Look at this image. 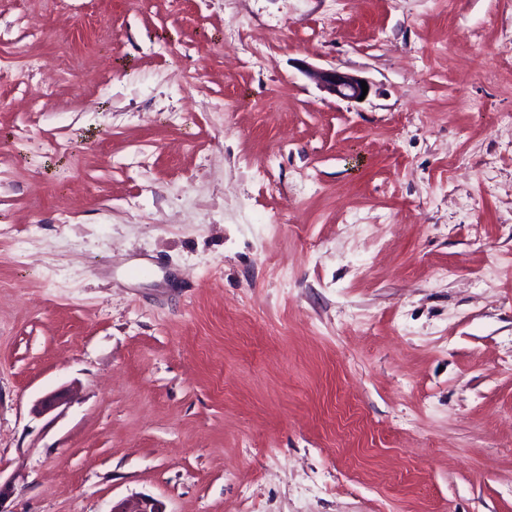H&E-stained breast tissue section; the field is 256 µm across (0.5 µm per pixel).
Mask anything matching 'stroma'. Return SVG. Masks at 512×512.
<instances>
[{"label": "stroma", "mask_w": 512, "mask_h": 512, "mask_svg": "<svg viewBox=\"0 0 512 512\" xmlns=\"http://www.w3.org/2000/svg\"><path fill=\"white\" fill-rule=\"evenodd\" d=\"M29 28L0 512H512V0H0ZM302 67L303 72L313 80L321 90L330 95L359 102V97L362 95L360 81H366L368 86V92L365 98H367L371 92L370 82L357 75L342 72L336 68H318L306 63H304ZM111 512H166L163 505L153 498L123 500L112 506Z\"/></svg>", "instance_id": "1"}]
</instances>
